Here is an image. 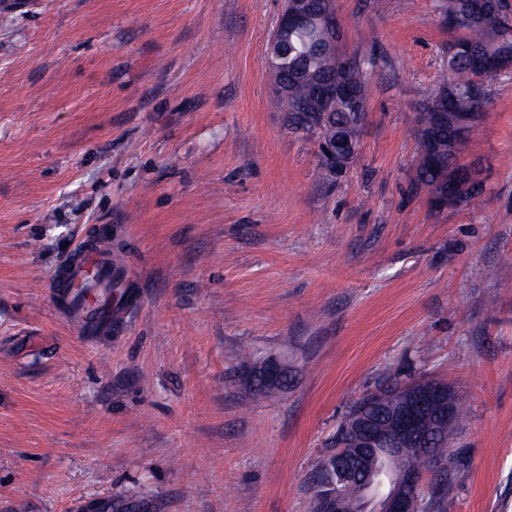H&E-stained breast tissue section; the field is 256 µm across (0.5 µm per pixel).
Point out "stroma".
Wrapping results in <instances>:
<instances>
[{
  "mask_svg": "<svg viewBox=\"0 0 512 512\" xmlns=\"http://www.w3.org/2000/svg\"><path fill=\"white\" fill-rule=\"evenodd\" d=\"M335 0L375 66L357 162L273 106L283 0H0V512L147 492L154 512H313L314 465L365 394L448 381L465 414L425 512H512V72L462 163L475 205L416 185L447 76L433 0ZM109 225L139 276L120 332L60 300ZM288 385L257 394L253 361ZM287 374L288 368L283 363L276 359H268L250 372V378L252 382L261 379L265 384L281 386Z\"/></svg>",
  "mask_w": 512,
  "mask_h": 512,
  "instance_id": "35a3bbf8",
  "label": "stroma"
}]
</instances>
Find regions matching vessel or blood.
I'll list each match as a JSON object with an SVG mask.
<instances>
[{
	"label": "vessel or blood",
	"instance_id": "obj_1",
	"mask_svg": "<svg viewBox=\"0 0 512 512\" xmlns=\"http://www.w3.org/2000/svg\"><path fill=\"white\" fill-rule=\"evenodd\" d=\"M66 301L73 311L76 329L85 336H97L118 327L120 302L104 303L102 292L113 282L112 253L103 240L81 247L64 266Z\"/></svg>",
	"mask_w": 512,
	"mask_h": 512
}]
</instances>
